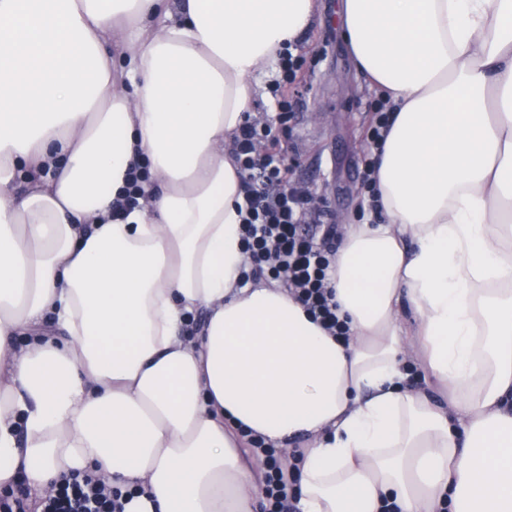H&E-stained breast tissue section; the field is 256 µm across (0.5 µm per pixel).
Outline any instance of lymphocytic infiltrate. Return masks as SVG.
<instances>
[{"label":"lymphocytic infiltrate","instance_id":"f902f5d3","mask_svg":"<svg viewBox=\"0 0 512 512\" xmlns=\"http://www.w3.org/2000/svg\"><path fill=\"white\" fill-rule=\"evenodd\" d=\"M303 59L284 51L271 81L276 113L245 120L232 150L241 177L242 234L247 264L242 283L264 278L278 283L319 319L330 335L349 329L336 314L330 279L339 233L328 206L312 205V192L290 177L287 151L279 132L300 111L299 99L286 96L297 85ZM252 454L266 472L261 512H297L295 471L284 468L279 451L263 436L246 431ZM126 494L88 474L63 476L54 495L43 499L41 512H124Z\"/></svg>","mask_w":512,"mask_h":512}]
</instances>
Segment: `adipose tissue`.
<instances>
[{
  "instance_id": "1",
  "label": "adipose tissue",
  "mask_w": 512,
  "mask_h": 512,
  "mask_svg": "<svg viewBox=\"0 0 512 512\" xmlns=\"http://www.w3.org/2000/svg\"><path fill=\"white\" fill-rule=\"evenodd\" d=\"M343 12L393 109L384 221L336 252L344 340L237 285L227 145L317 0H0V489L93 471L124 512H256L243 425L307 438L299 512H512V0Z\"/></svg>"
}]
</instances>
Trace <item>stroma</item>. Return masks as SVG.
<instances>
[{
    "label": "stroma",
    "instance_id": "1",
    "mask_svg": "<svg viewBox=\"0 0 512 512\" xmlns=\"http://www.w3.org/2000/svg\"><path fill=\"white\" fill-rule=\"evenodd\" d=\"M319 8L322 24L298 47L306 62L303 108L291 123L300 156L294 177L324 195L336 223L351 224L366 202L364 129L380 93L357 71L341 38L338 0H319Z\"/></svg>",
    "mask_w": 512,
    "mask_h": 512
}]
</instances>
